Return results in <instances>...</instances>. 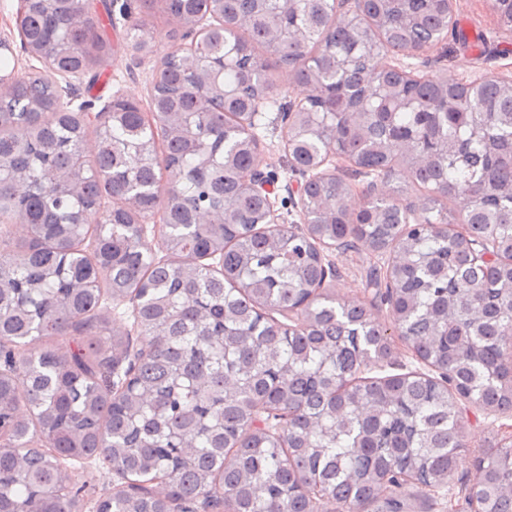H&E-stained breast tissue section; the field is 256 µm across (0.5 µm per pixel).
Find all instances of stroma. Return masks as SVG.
I'll use <instances>...</instances> for the list:
<instances>
[{"label":"stroma","instance_id":"1","mask_svg":"<svg viewBox=\"0 0 512 512\" xmlns=\"http://www.w3.org/2000/svg\"><path fill=\"white\" fill-rule=\"evenodd\" d=\"M18 0H0V41L5 49L0 58L6 59L16 73L24 75L36 66L22 46L16 28ZM132 10L141 17L151 34L149 52H140L124 38L127 21L113 0H90L99 31L108 47L95 52L94 66L85 73L73 76L72 81L79 95L71 111L87 106L100 110L114 95L134 93L147 99L148 87L163 59L183 42V28L177 27L150 7V0H132ZM453 18L468 36L466 44L449 45L448 48L428 47L410 58L412 67L420 74L431 77L447 76L449 80L468 82L493 73L512 72V33L501 29L492 10V0H454ZM278 110L265 107L254 123L260 143V162L265 171L274 176V194L277 208L284 224H297L301 214L295 203L305 179L292 167L286 148L285 135L277 120ZM338 276L327 282L329 292L340 299L361 300L371 304L372 311L381 322H388V307L379 302L373 281L381 275L388 260L387 254L368 249L326 250ZM462 419L466 425L461 464L446 489L432 493L427 489L411 486L403 489V496L414 507V512H448L449 501L464 498L463 478L472 474V460L478 451L492 447L498 441L512 439V411L494 412L473 405L465 406ZM79 483L85 486L87 501L98 499L102 489L118 485L115 474L103 469L96 460H69L65 463Z\"/></svg>","mask_w":512,"mask_h":512}]
</instances>
